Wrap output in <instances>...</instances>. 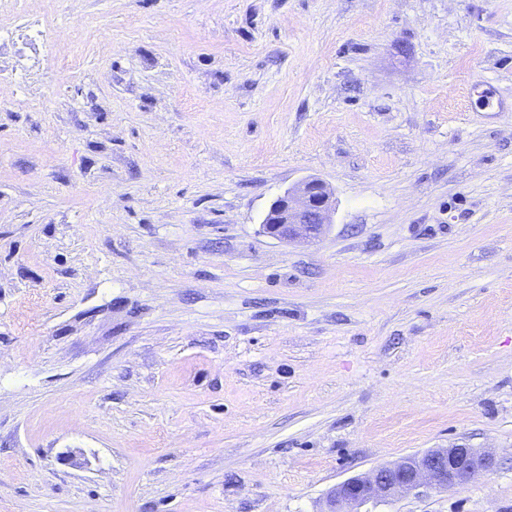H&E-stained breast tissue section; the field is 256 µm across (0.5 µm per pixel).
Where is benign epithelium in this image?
I'll use <instances>...</instances> for the list:
<instances>
[{
    "instance_id": "7a95c632",
    "label": "benign epithelium",
    "mask_w": 512,
    "mask_h": 512,
    "mask_svg": "<svg viewBox=\"0 0 512 512\" xmlns=\"http://www.w3.org/2000/svg\"><path fill=\"white\" fill-rule=\"evenodd\" d=\"M334 207L333 190L325 181L303 179L271 204L263 230L279 241L315 240L330 223ZM492 466V456L475 448H433L336 485L326 499L325 512H361L368 503L418 494L423 488L452 489Z\"/></svg>"
}]
</instances>
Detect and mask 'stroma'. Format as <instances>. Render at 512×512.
<instances>
[{
    "instance_id": "obj_1",
    "label": "stroma",
    "mask_w": 512,
    "mask_h": 512,
    "mask_svg": "<svg viewBox=\"0 0 512 512\" xmlns=\"http://www.w3.org/2000/svg\"><path fill=\"white\" fill-rule=\"evenodd\" d=\"M453 445L494 468L368 512H512V0L0 5V512H322ZM334 207L333 190L325 181L303 179L271 204L262 222L263 230L279 241L315 240L330 224Z\"/></svg>"
}]
</instances>
